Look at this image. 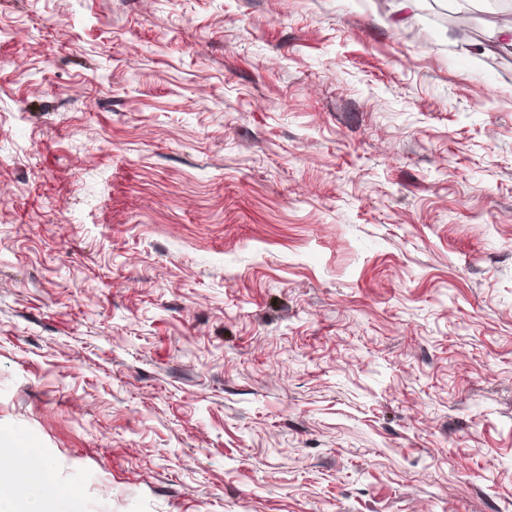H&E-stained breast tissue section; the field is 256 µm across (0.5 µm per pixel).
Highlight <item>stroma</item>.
Here are the masks:
<instances>
[{
	"mask_svg": "<svg viewBox=\"0 0 512 512\" xmlns=\"http://www.w3.org/2000/svg\"><path fill=\"white\" fill-rule=\"evenodd\" d=\"M399 3L0 0V512H512V52Z\"/></svg>",
	"mask_w": 512,
	"mask_h": 512,
	"instance_id": "obj_1",
	"label": "stroma"
}]
</instances>
